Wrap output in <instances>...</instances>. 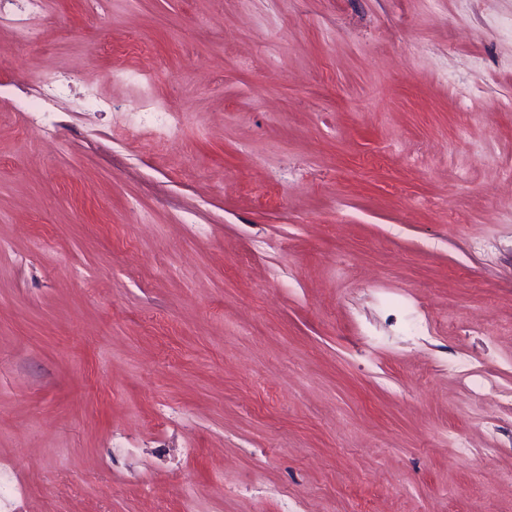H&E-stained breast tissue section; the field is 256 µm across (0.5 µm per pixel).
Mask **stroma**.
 <instances>
[{"label":"stroma","instance_id":"1","mask_svg":"<svg viewBox=\"0 0 512 512\" xmlns=\"http://www.w3.org/2000/svg\"><path fill=\"white\" fill-rule=\"evenodd\" d=\"M13 27L0 512H512V0H51L39 51ZM48 72L52 144L21 110Z\"/></svg>","mask_w":512,"mask_h":512}]
</instances>
